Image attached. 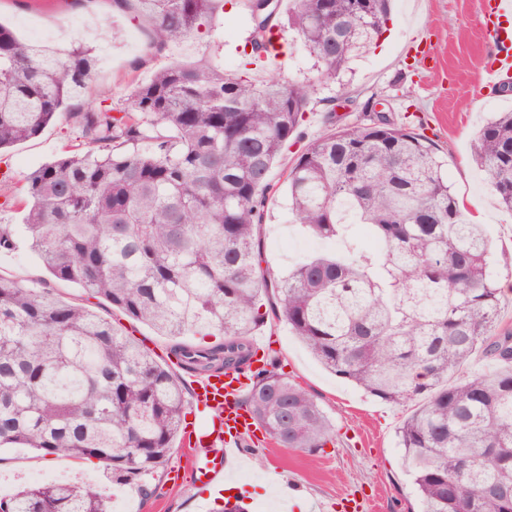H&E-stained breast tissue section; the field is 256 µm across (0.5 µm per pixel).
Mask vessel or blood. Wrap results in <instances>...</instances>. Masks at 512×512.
<instances>
[{"label":"vessel or blood","mask_w":512,"mask_h":512,"mask_svg":"<svg viewBox=\"0 0 512 512\" xmlns=\"http://www.w3.org/2000/svg\"><path fill=\"white\" fill-rule=\"evenodd\" d=\"M512 77V31L496 29L491 59L482 71L486 88L498 86ZM248 373L227 369L204 378H192L193 399L199 409L209 411L208 423L198 429L185 430L183 446L193 456L188 466L193 486L200 496H208L236 459L244 440L253 437L255 425L240 405L239 398L250 385ZM220 447L221 453L209 456L208 450Z\"/></svg>","instance_id":"1"}]
</instances>
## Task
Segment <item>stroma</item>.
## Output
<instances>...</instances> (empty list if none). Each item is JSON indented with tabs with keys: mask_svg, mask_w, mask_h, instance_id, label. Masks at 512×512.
I'll return each mask as SVG.
<instances>
[{
	"mask_svg": "<svg viewBox=\"0 0 512 512\" xmlns=\"http://www.w3.org/2000/svg\"><path fill=\"white\" fill-rule=\"evenodd\" d=\"M85 19L81 34H72L74 14ZM0 18L21 36L32 28L52 33L49 46L92 48L99 61L95 77L110 92L113 108H124L135 83L174 61L198 63L235 72L240 52L249 36L250 23L241 0L225 5L218 28L156 51L137 36L149 23L140 15L124 12L112 0H0ZM123 35L111 41L110 24ZM285 57L266 62V69L286 80L308 86L311 95L300 127L302 144H309L332 125L368 122L366 102L378 103L395 123L432 139L445 159V174L471 219L484 224L492 243V270L497 281L512 282V212L498 205L491 186L472 159L476 130L494 113L512 110V92L481 91L482 67L488 43L479 0H393L391 19L376 48L356 58L336 81H318V69L299 36L286 23L274 29ZM74 130L59 116L39 135L0 154V224H19L17 208L7 201L17 194L26 176L40 165L61 156L74 143ZM264 258L271 270L297 263L295 255L279 247L280 239H301L283 193L270 198L258 228ZM0 275L28 286L51 288L63 299L89 303L114 327L165 368H172L171 342L150 327L120 312L101 299L88 298L77 285L56 281L46 273L26 237L15 251L0 254ZM269 342L268 358L279 371L303 386L330 418L334 441L324 451L309 454L274 443L244 444L246 459L240 473L225 478V485L241 490L248 512L299 511L295 497L307 503L303 512H318L319 505L338 504V512H352V502L367 504V512H418L415 489L402 466L398 428L411 413L373 397L345 379L323 369L306 351L287 325L268 318L259 332ZM182 446H175L166 467L152 479L156 492L143 496L133 485L113 484L101 463L66 461L48 468L50 477L68 476L74 482L95 483L107 496L122 495L126 512H211L189 481L173 482L172 469L183 465ZM279 470L270 481L269 470Z\"/></svg>",
	"mask_w": 512,
	"mask_h": 512,
	"instance_id": "stroma-1",
	"label": "stroma"
}]
</instances>
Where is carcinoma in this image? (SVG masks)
<instances>
[{"instance_id":"carcinoma-1","label":"carcinoma","mask_w":512,"mask_h":512,"mask_svg":"<svg viewBox=\"0 0 512 512\" xmlns=\"http://www.w3.org/2000/svg\"><path fill=\"white\" fill-rule=\"evenodd\" d=\"M226 2L113 0L150 19L152 47L213 28ZM247 8L245 67L260 63L280 3ZM390 13V0L288 4L323 81L379 40ZM94 67L83 45L59 57L0 24V152L39 134L74 89L98 103L68 113L90 150L39 166L21 189L20 230L52 276L169 338L199 375L250 368L251 336L266 325L260 296L274 284L275 318L325 370L383 401L416 402L398 438L420 512H480L493 492L512 512V331L498 329L484 225L461 209L429 139L381 116L309 143L287 176L295 223L322 239H353L365 226L383 249L352 243L274 279L256 230L310 90L277 73L255 81L174 62L114 115ZM473 156L512 210V112L480 127ZM20 230L0 224V253ZM478 352L491 364L465 375ZM240 404L284 448L316 453L332 442L323 409L283 373H254ZM187 406L181 383L110 321L0 275V449L96 459L147 497ZM0 512H112V500L58 480L1 497Z\"/></svg>"}]
</instances>
